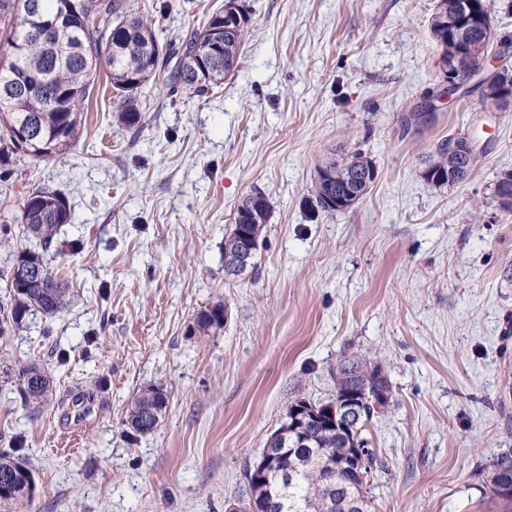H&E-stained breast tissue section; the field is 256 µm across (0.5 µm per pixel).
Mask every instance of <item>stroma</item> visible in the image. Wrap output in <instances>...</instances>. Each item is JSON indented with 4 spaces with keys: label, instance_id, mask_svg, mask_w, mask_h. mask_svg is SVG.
Listing matches in <instances>:
<instances>
[{
    "label": "stroma",
    "instance_id": "stroma-1",
    "mask_svg": "<svg viewBox=\"0 0 512 512\" xmlns=\"http://www.w3.org/2000/svg\"><path fill=\"white\" fill-rule=\"evenodd\" d=\"M224 2L136 0L163 41ZM243 2V64L207 96L149 82L130 128L94 86L75 149L0 168V275L33 185L72 211L51 260L67 305L0 336V448L34 480L16 512H225L291 399H330L346 357L392 386L365 431L371 512H512L483 472L512 448V215L493 197L512 170V105L449 97L436 0ZM464 134L478 144L469 177L424 180L423 157ZM356 148L377 167L370 191L312 211L318 164ZM256 191L269 220L253 268L232 278L224 238ZM217 304L227 324L192 333ZM32 364L53 381L38 412L19 393ZM150 385L166 409L130 437L127 410Z\"/></svg>",
    "mask_w": 512,
    "mask_h": 512
}]
</instances>
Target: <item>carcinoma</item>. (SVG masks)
Instances as JSON below:
<instances>
[{
	"label": "carcinoma",
	"instance_id": "cac0c4a2",
	"mask_svg": "<svg viewBox=\"0 0 512 512\" xmlns=\"http://www.w3.org/2000/svg\"><path fill=\"white\" fill-rule=\"evenodd\" d=\"M32 10L25 19L11 18L5 34L0 35V165L15 157L37 161L53 159L73 149L85 125V102L94 87L98 69L106 70L113 90V108L121 123L135 127L142 120V102L138 90L164 70L179 53H199L208 62V71L183 77L180 84L165 83L169 93L189 92L198 97L210 93L224 79L239 71L242 48L251 29L246 20L234 36L224 35V8L210 13L201 27L192 28L180 43H162L155 31V20L135 11L131 0H27ZM39 129V137L27 147L15 143L16 132L29 122ZM450 135L437 142L425 166L439 170L448 165ZM363 155L357 150L325 164L336 169V191L346 188L344 173L352 161ZM496 181L494 198L498 208L512 213V204L502 200L504 189H512V172ZM22 235L33 246L15 252L42 263L43 279L7 281L10 307L0 314V336L18 327L30 314L51 318L67 303L68 288L57 278L46 254L62 225L72 216L63 193L50 185L33 187L20 206ZM196 319L203 328L224 326V306L200 311ZM20 394L24 403L39 409L52 394L48 375L36 365L20 374ZM314 452L307 455L285 454L278 468L293 475L288 486L277 479L256 486L248 484L250 495L286 503L271 512H344L321 487V471L336 461L341 447L336 436L320 427L305 432ZM26 463L7 451L0 452V474L14 475L6 503L29 496V479L19 471ZM500 470L512 471V448L498 454L486 467L488 486H493Z\"/></svg>",
	"mask_w": 512,
	"mask_h": 512
}]
</instances>
